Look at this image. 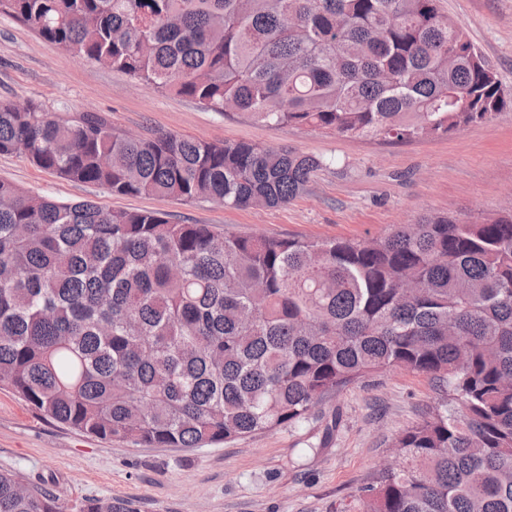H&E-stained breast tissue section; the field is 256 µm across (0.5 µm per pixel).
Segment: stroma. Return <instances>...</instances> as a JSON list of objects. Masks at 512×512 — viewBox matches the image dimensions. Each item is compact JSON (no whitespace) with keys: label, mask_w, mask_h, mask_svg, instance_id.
<instances>
[{"label":"stroma","mask_w":512,"mask_h":512,"mask_svg":"<svg viewBox=\"0 0 512 512\" xmlns=\"http://www.w3.org/2000/svg\"><path fill=\"white\" fill-rule=\"evenodd\" d=\"M441 6L512 93V0H441ZM26 98L70 117L102 113L120 134L147 138L163 129L212 142L286 147L325 161L288 205L234 209L203 199L115 196L59 179L24 155H0V179L62 201L156 210L172 223L210 224L229 235L319 240L371 239L422 216L478 223L512 203L510 111L445 138L409 142L267 126L69 56L1 15L0 99ZM444 398L426 376L390 370L351 386L309 421L188 450L89 436L0 386V470L56 491L70 510L98 497L122 512H347L380 467L396 463L393 438ZM334 416L339 425L324 439Z\"/></svg>","instance_id":"stroma-1"}]
</instances>
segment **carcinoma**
I'll return each instance as SVG.
<instances>
[{
	"label": "carcinoma",
	"mask_w": 512,
	"mask_h": 512,
	"mask_svg": "<svg viewBox=\"0 0 512 512\" xmlns=\"http://www.w3.org/2000/svg\"><path fill=\"white\" fill-rule=\"evenodd\" d=\"M440 0H0L64 52L267 125L389 142L512 111ZM117 196L275 208L324 161L117 134L0 99V155ZM393 369L448 401L353 512H512V208L368 240L230 236L0 180V385L101 440L196 448L308 419ZM0 512H67L0 471ZM77 512H116L87 498Z\"/></svg>",
	"instance_id": "obj_1"
}]
</instances>
